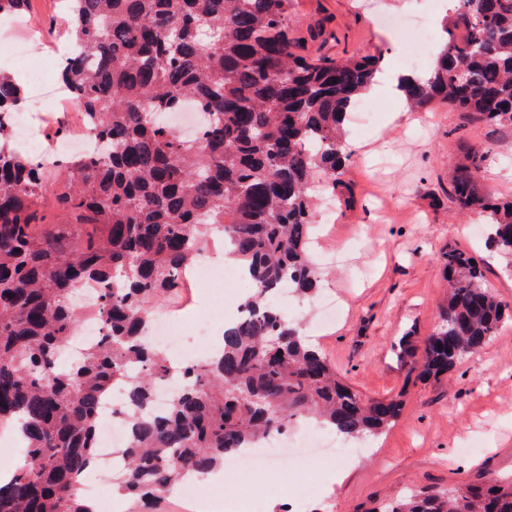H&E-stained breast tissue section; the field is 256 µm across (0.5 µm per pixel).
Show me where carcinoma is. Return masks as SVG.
<instances>
[{"label": "carcinoma", "instance_id": "cac0c4a2", "mask_svg": "<svg viewBox=\"0 0 512 512\" xmlns=\"http://www.w3.org/2000/svg\"><path fill=\"white\" fill-rule=\"evenodd\" d=\"M28 3L0 0V19ZM290 8L291 0H69L72 52L61 79L104 145L59 173L58 207L100 229L83 242L65 226L37 230L45 173L3 118L23 88L0 73V427L21 422L27 456L0 482V512H96L81 476L96 460V427L115 386L128 393L130 437L113 488L152 503L293 419L366 440L400 417L401 395L363 398L274 304L282 288L299 299L319 292L315 200L320 191L338 197L350 159L342 122L382 62L301 55ZM406 96L414 108L443 101L511 127L512 0H456L434 66ZM189 100L208 116L196 143L160 120ZM487 159L484 149L466 155L451 198L459 212L481 214L488 244L512 256V200L480 184ZM214 236L244 262L254 292L218 353L175 368L146 343L150 315L156 301L174 299ZM441 271L448 295L417 362L425 379L480 351L512 307L470 253L447 248ZM90 282L99 295L82 310L73 295ZM88 315L105 323V336L75 368H59ZM168 375L185 382L156 414L154 388ZM371 512H512V479L410 490Z\"/></svg>", "mask_w": 512, "mask_h": 512}]
</instances>
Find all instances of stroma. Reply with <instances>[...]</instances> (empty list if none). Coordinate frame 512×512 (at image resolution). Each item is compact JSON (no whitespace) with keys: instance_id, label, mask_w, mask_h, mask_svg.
Returning a JSON list of instances; mask_svg holds the SVG:
<instances>
[{"instance_id":"stroma-1","label":"stroma","mask_w":512,"mask_h":512,"mask_svg":"<svg viewBox=\"0 0 512 512\" xmlns=\"http://www.w3.org/2000/svg\"><path fill=\"white\" fill-rule=\"evenodd\" d=\"M54 0H31L24 33L0 29V51L24 49L26 64L1 66L19 81L28 68L44 64L63 22ZM428 0H292L293 32L302 53L364 56L382 54L383 67H400V41L392 27L417 17L436 27L439 16ZM323 22L322 40L303 36L307 25ZM380 116L373 133L346 126L347 143L370 152V160H350L342 175L350 203L319 206L315 220L322 233L314 248L324 270L323 288L343 307L325 325L312 302H294L290 315L362 396L401 395L397 422L355 460L339 458L306 468L292 457L280 468L298 482H313L309 512H369L380 501L409 489H445L512 475V320H505L479 352L464 357L437 379L420 378L415 364L437 322L444 298L440 258L455 247L477 257L487 283L512 303V257L487 247L481 219L457 214L449 175L471 148L488 150L481 182L495 196L512 197V127H492L444 102L396 114L392 100H373ZM251 291L231 285L223 298L199 295L182 312L185 326L217 309L232 313ZM342 484L327 475L342 467ZM279 468V469H280Z\"/></svg>"}]
</instances>
